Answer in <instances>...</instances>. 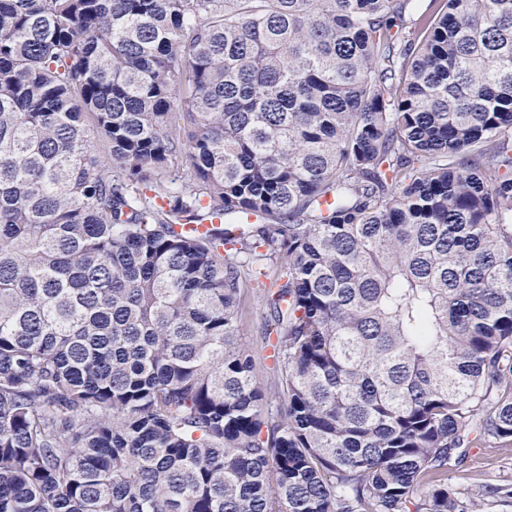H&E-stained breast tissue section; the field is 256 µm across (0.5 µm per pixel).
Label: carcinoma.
<instances>
[{
  "instance_id": "cac0c4a2",
  "label": "carcinoma",
  "mask_w": 512,
  "mask_h": 512,
  "mask_svg": "<svg viewBox=\"0 0 512 512\" xmlns=\"http://www.w3.org/2000/svg\"><path fill=\"white\" fill-rule=\"evenodd\" d=\"M476 445L512 0H0V512H485ZM264 309L257 293L245 296L241 301L242 341L250 349L254 359L253 377L261 386H266L274 378V364L270 350L261 334Z\"/></svg>"
}]
</instances>
